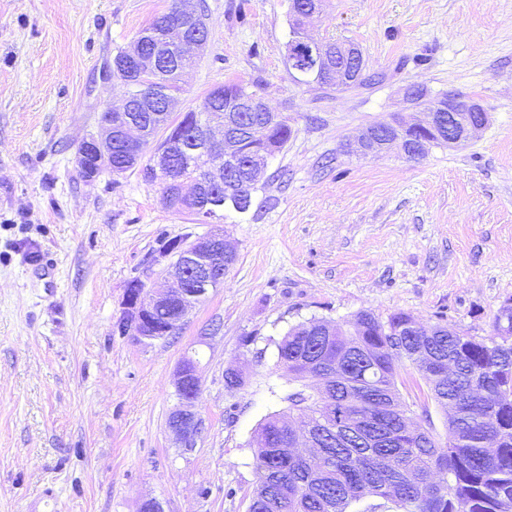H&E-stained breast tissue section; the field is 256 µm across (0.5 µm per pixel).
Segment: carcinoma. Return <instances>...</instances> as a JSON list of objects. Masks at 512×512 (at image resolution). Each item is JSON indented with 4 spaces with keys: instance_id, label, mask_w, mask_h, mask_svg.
<instances>
[{
    "instance_id": "1",
    "label": "carcinoma",
    "mask_w": 512,
    "mask_h": 512,
    "mask_svg": "<svg viewBox=\"0 0 512 512\" xmlns=\"http://www.w3.org/2000/svg\"><path fill=\"white\" fill-rule=\"evenodd\" d=\"M202 25L201 18L177 21L169 8L143 32L181 46L193 41ZM247 92L242 82L231 80L177 121L163 109L139 116L150 131L163 127L168 138L181 142L176 175L198 177L208 163L200 128ZM237 116L244 145L234 179L245 195L246 164L269 148L280 152L293 130L287 116L273 120L245 102ZM140 172L145 181L161 185L162 197L176 212L196 216L228 207L221 187L203 193L192 209L150 163ZM354 319L360 327L353 335L339 325L332 333L322 326L316 333L306 321L289 328L278 343V361L289 371L304 378L315 362L330 379L324 395L305 387L284 394L269 387L288 410L268 414L254 430L257 483L249 512H512V306L494 316V335L485 340L450 336L442 320L429 335L417 336L414 316L404 311L385 319L362 311ZM448 359L456 364L455 375L436 380ZM407 364L425 380L438 407L456 406L457 413L447 417L446 437L430 424L417 437L407 435L411 409L398 389ZM296 416L329 432L343 420L354 422L358 434L346 445L324 449L323 460L312 463L292 447Z\"/></svg>"
}]
</instances>
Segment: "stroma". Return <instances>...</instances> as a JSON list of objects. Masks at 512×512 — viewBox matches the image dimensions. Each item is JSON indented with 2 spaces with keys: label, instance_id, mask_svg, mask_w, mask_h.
<instances>
[{
  "label": "stroma",
  "instance_id": "1",
  "mask_svg": "<svg viewBox=\"0 0 512 512\" xmlns=\"http://www.w3.org/2000/svg\"><path fill=\"white\" fill-rule=\"evenodd\" d=\"M170 3L0 0V512H138L151 498L164 512H248L250 442L274 410L268 382H288L289 328L402 310L486 338L512 301V0H326L312 34L358 44L383 76L340 92L295 82L289 0H204L210 39L175 115L239 80L293 129L249 211L205 222L166 207L138 170L88 180L77 163L124 98L108 61ZM414 84L464 93L486 128L417 160L350 153ZM218 224L236 252L223 285L172 336L120 333L128 285L170 280L163 240ZM187 356L205 428L189 451L166 425ZM398 387L415 425L446 434L412 367Z\"/></svg>",
  "mask_w": 512,
  "mask_h": 512
}]
</instances>
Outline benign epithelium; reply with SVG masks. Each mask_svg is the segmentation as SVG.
<instances>
[{
    "label": "benign epithelium",
    "mask_w": 512,
    "mask_h": 512,
    "mask_svg": "<svg viewBox=\"0 0 512 512\" xmlns=\"http://www.w3.org/2000/svg\"><path fill=\"white\" fill-rule=\"evenodd\" d=\"M323 0H308L295 12L298 35L289 53L303 54L311 67L320 70L336 71V83L346 81L345 63L354 61L358 49L349 44L338 42L331 48L319 39L311 36L306 23L321 13ZM175 14L182 20H193L199 14L198 0H174ZM147 35L141 34L125 52V67L142 79L141 89L150 91V84L159 74L162 60L168 57L165 48L154 44L146 45ZM417 87L410 86L405 91L406 110L411 112L409 119L394 123H380L368 128L353 143L349 144L352 152L364 156H376L393 149L404 156L415 159L418 154L411 150V140L407 132L426 130L437 140L457 147L477 136L488 123V114L475 101L468 103L469 112L465 117L458 116L459 97L450 91L432 106L414 107L412 99ZM130 98H125L119 109H112V119L100 125V134L92 135L82 141L79 157H97V162H112V142H123L131 147L142 145L150 140L148 130L129 116ZM235 109H226L227 117L222 122H211L206 127V151L215 161L208 171L207 182H224L225 162L234 161L239 155L240 144L232 133V113ZM177 147L152 149L151 166L154 172H175L174 160ZM271 154L264 153L254 158L251 164V184L257 185L265 176ZM235 256L230 249L224 231L218 229L196 238L193 243L180 250L177 260L172 265L173 285L154 294L148 293L140 282L128 286L124 305L126 317L121 322L124 332L133 333L141 340L164 339L173 335L195 306V299L208 293L209 289L224 283V260ZM175 306L176 311L159 332H143L142 325L148 314L163 306ZM175 393L178 403L171 410L167 419V429L179 447L189 451L196 447L204 429V421L195 408V402L201 387L196 373V362L185 358L175 374Z\"/></svg>",
    "instance_id": "obj_1"
}]
</instances>
